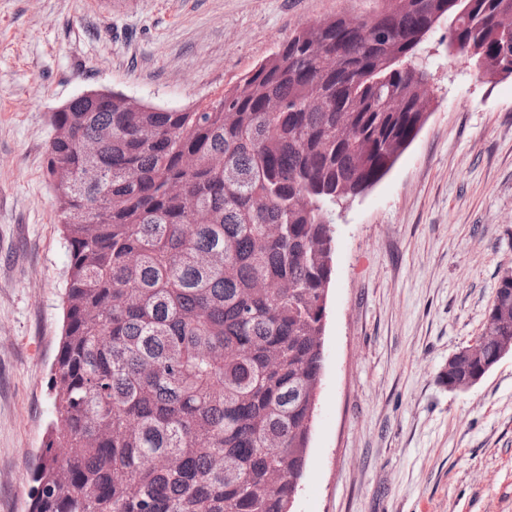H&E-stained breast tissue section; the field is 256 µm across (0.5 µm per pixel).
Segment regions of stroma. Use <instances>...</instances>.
I'll use <instances>...</instances> for the list:
<instances>
[{
	"instance_id": "35a3bbf8",
	"label": "stroma",
	"mask_w": 512,
	"mask_h": 512,
	"mask_svg": "<svg viewBox=\"0 0 512 512\" xmlns=\"http://www.w3.org/2000/svg\"><path fill=\"white\" fill-rule=\"evenodd\" d=\"M382 0H0V512H28L56 416L69 263L43 172L49 117L89 90L168 109L221 96L295 30ZM418 63L436 106L391 171L337 205L326 363L291 512H512V354L439 375L512 269V77Z\"/></svg>"
}]
</instances>
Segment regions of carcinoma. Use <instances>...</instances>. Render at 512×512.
Returning <instances> with one entry per match:
<instances>
[{"mask_svg":"<svg viewBox=\"0 0 512 512\" xmlns=\"http://www.w3.org/2000/svg\"><path fill=\"white\" fill-rule=\"evenodd\" d=\"M383 2L296 30L203 107L114 92L51 114L45 177L69 264L44 446L71 452L36 466L30 512H289L323 368L328 210L425 125L414 54L435 15L458 58L482 48V77L512 54V0H465L460 17L454 0ZM493 304L482 356L443 383L512 346L511 269Z\"/></svg>","mask_w":512,"mask_h":512,"instance_id":"cac0c4a2","label":"carcinoma"}]
</instances>
